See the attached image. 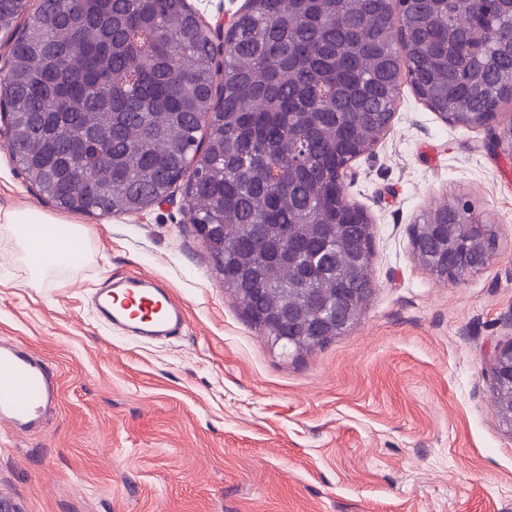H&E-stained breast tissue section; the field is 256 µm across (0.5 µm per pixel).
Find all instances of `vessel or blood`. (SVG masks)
Listing matches in <instances>:
<instances>
[{
	"label": "vessel or blood",
	"instance_id": "vessel-or-blood-1",
	"mask_svg": "<svg viewBox=\"0 0 512 512\" xmlns=\"http://www.w3.org/2000/svg\"><path fill=\"white\" fill-rule=\"evenodd\" d=\"M99 317L125 335L148 341L174 335L184 314L168 290L146 276L112 279L96 298ZM58 399L48 365L17 343L0 340V423L17 431L39 425Z\"/></svg>",
	"mask_w": 512,
	"mask_h": 512
}]
</instances>
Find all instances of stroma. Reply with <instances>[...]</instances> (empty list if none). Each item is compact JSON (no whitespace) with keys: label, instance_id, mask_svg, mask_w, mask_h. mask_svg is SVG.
<instances>
[{"label":"stroma","instance_id":"1","mask_svg":"<svg viewBox=\"0 0 512 512\" xmlns=\"http://www.w3.org/2000/svg\"><path fill=\"white\" fill-rule=\"evenodd\" d=\"M353 168L375 288L352 326L297 357L225 290L184 184L139 215L72 213L85 258L37 286L0 223V339L60 381L42 427L0 430L8 512H512V432L491 373L512 341V152L405 84ZM458 198L496 248L487 268L441 284L410 227ZM27 208L59 213L0 141V214ZM141 274L184 306L179 335L143 343L98 319L97 289Z\"/></svg>","mask_w":512,"mask_h":512}]
</instances>
